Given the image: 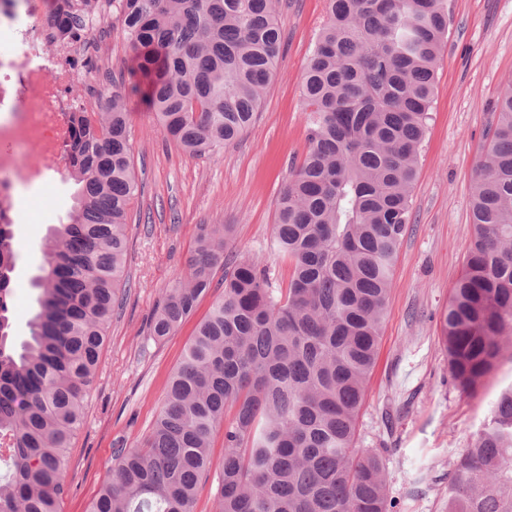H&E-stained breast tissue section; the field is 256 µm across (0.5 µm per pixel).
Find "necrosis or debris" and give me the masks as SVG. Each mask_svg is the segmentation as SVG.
Returning a JSON list of instances; mask_svg holds the SVG:
<instances>
[{"instance_id": "necrosis-or-debris-1", "label": "necrosis or debris", "mask_w": 512, "mask_h": 512, "mask_svg": "<svg viewBox=\"0 0 512 512\" xmlns=\"http://www.w3.org/2000/svg\"><path fill=\"white\" fill-rule=\"evenodd\" d=\"M44 0H0V223L15 221L17 200L42 191L51 164L66 160L74 113L94 114L74 92L101 68V55L65 45Z\"/></svg>"}]
</instances>
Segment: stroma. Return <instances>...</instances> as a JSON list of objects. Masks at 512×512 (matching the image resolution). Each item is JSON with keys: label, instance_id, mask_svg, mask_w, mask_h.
Masks as SVG:
<instances>
[{"label": "stroma", "instance_id": "stroma-1", "mask_svg": "<svg viewBox=\"0 0 512 512\" xmlns=\"http://www.w3.org/2000/svg\"><path fill=\"white\" fill-rule=\"evenodd\" d=\"M448 6V41L412 194V220L355 435L357 448L382 453L394 512H448L453 462L499 391L512 385L507 345L479 394L461 395L449 377L440 323L474 232L471 185L493 108L512 83V0H448ZM100 9L113 21L95 34L112 55L109 80L99 92L118 87L126 94L141 190L131 205L119 304L67 455L69 491L60 512H88L112 472L114 448L137 447L148 434L171 372L220 294L211 289L173 336L151 338L150 317L166 288L185 275L201 225H233L230 250L265 267L273 287H287L291 266L270 251L269 242L280 190L305 150L300 91L326 0H279L283 43L262 104L250 128L210 157L190 156L157 129L135 90L136 62L126 49L123 22L113 17L112 0H101ZM48 180L46 197L19 204L13 227L10 317L19 340L29 336L38 310L32 281L44 263V240L72 205L66 165L53 167Z\"/></svg>", "mask_w": 512, "mask_h": 512}]
</instances>
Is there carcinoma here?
Returning a JSON list of instances; mask_svg holds the SVG:
<instances>
[{
  "label": "carcinoma",
  "instance_id": "cac0c4a2",
  "mask_svg": "<svg viewBox=\"0 0 512 512\" xmlns=\"http://www.w3.org/2000/svg\"><path fill=\"white\" fill-rule=\"evenodd\" d=\"M156 127L191 155L252 124L282 46L276 0H119ZM63 40H86L71 9ZM448 0H327L301 97L306 152L277 200L286 288L202 227L186 276L153 312L163 341L224 270L138 448H117L90 512H195L224 456L213 512H392L382 458L355 447L448 37ZM132 113L114 91L77 112L66 221L44 243L39 310L10 334L12 225L0 223V512H58L65 462L118 298L138 193ZM472 192L474 233L441 315L455 388L476 395L512 341V87L497 100ZM448 512H512V386L453 463ZM223 436L224 432L221 430L215 440V445L213 448V457L215 464L219 463L223 458ZM216 466L217 464L214 465L212 472L209 474L206 481H202V483L199 486L196 502V512L212 511L213 494L215 492L217 483V473L215 472Z\"/></svg>",
  "mask_w": 512,
  "mask_h": 512
}]
</instances>
